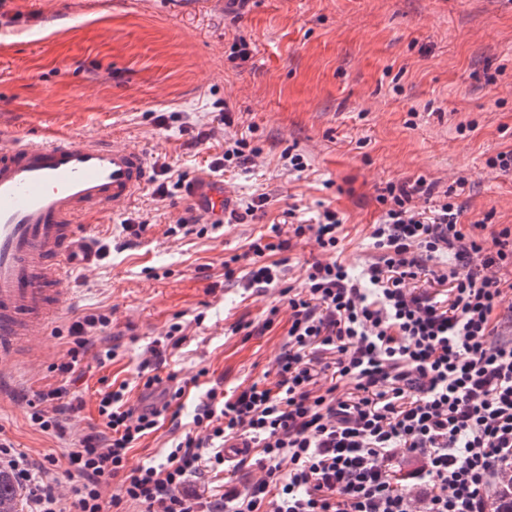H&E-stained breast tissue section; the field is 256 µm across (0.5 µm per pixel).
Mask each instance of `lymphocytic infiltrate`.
<instances>
[{
	"label": "lymphocytic infiltrate",
	"mask_w": 512,
	"mask_h": 512,
	"mask_svg": "<svg viewBox=\"0 0 512 512\" xmlns=\"http://www.w3.org/2000/svg\"><path fill=\"white\" fill-rule=\"evenodd\" d=\"M425 178L386 182L382 214L371 227L377 251L360 276L334 254L342 221L324 209L312 224L288 231L270 225L244 253L248 287L279 285V253L313 238L327 253L308 264L300 291L288 299V349L274 380L230 395L219 385L188 386L162 375L167 349L188 339L169 324L138 365L148 402L129 404V386L101 393L99 429L65 449L61 479L35 477L24 452L0 439L7 464L26 492L28 512H497L512 494V336L496 315L512 280V226L477 233L465 228L457 198ZM433 287L421 288V276ZM112 323L89 314L69 328L71 346L57 364V386L38 392L31 415L42 431L64 437L62 414L81 410L71 388L82 356ZM195 396L192 425L172 438L160 463L128 469L130 451L164 424L180 428V404ZM243 443L233 471L254 463L255 483L225 486L208 500L186 493L192 477L224 463ZM415 458L400 473L397 462ZM68 484V497L58 487Z\"/></svg>",
	"instance_id": "f902f5d3"
}]
</instances>
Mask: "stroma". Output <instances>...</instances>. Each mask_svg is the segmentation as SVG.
I'll use <instances>...</instances> for the list:
<instances>
[{
    "instance_id": "1",
    "label": "stroma",
    "mask_w": 512,
    "mask_h": 512,
    "mask_svg": "<svg viewBox=\"0 0 512 512\" xmlns=\"http://www.w3.org/2000/svg\"><path fill=\"white\" fill-rule=\"evenodd\" d=\"M197 2L0 0V131L99 136L188 178L222 157L225 136L241 135L261 154L225 173L229 207L268 197L244 223L175 237L168 229L191 203L182 189L156 195L155 175L125 210L89 219L108 255L61 282L60 315L0 387V438L28 454L33 472L100 425L109 385L140 389L141 354L172 322L186 324L188 340L164 373L184 381L204 368L228 393L274 374L287 300L225 278L224 262L286 210L301 222L335 209L338 258L355 273L376 255L370 231L390 180L421 176L444 189L466 179L463 223L512 226V171L488 165L512 151V0ZM288 148L305 171L287 170ZM133 224L144 232L132 235ZM99 312L112 315L104 337L117 355L103 364L84 355L72 382L84 408L67 417L70 437L55 438L33 425L30 402L58 381L52 366L66 356L70 325ZM270 314L271 330L246 333Z\"/></svg>"
}]
</instances>
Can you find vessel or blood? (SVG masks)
Segmentation results:
<instances>
[{
  "instance_id": "vessel-or-blood-1",
  "label": "vessel or blood",
  "mask_w": 512,
  "mask_h": 512,
  "mask_svg": "<svg viewBox=\"0 0 512 512\" xmlns=\"http://www.w3.org/2000/svg\"><path fill=\"white\" fill-rule=\"evenodd\" d=\"M149 179L142 153L98 137L0 141V365L47 332L71 265L97 262L83 218L122 209ZM187 194L208 223H223L222 181L197 176Z\"/></svg>"
}]
</instances>
